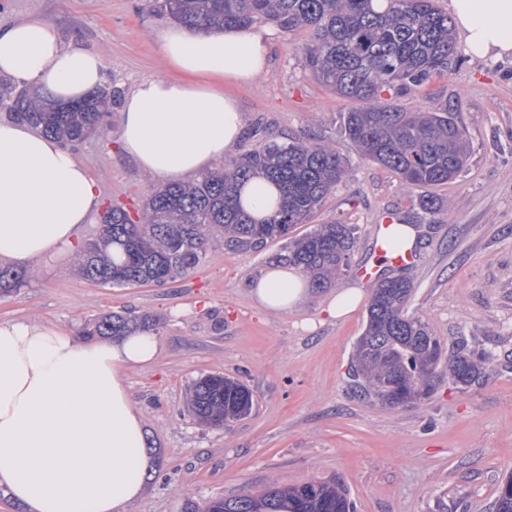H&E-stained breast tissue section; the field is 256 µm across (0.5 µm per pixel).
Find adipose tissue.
<instances>
[{"label":"adipose tissue","instance_id":"1","mask_svg":"<svg viewBox=\"0 0 512 512\" xmlns=\"http://www.w3.org/2000/svg\"><path fill=\"white\" fill-rule=\"evenodd\" d=\"M470 54L512 58V0H450ZM162 58L183 74L140 81L121 112L125 157L162 182L186 181L237 143L244 116L217 81L250 83L266 69L265 34L253 27L193 31L174 24L158 39ZM43 86L76 102L103 84L99 54L29 19L0 26V78ZM97 184L56 140L14 120L0 121V260L50 261L82 246L98 212ZM255 303L286 312L308 288L287 263L251 284ZM148 329L80 342L25 321L0 322V489L26 512H126L149 472L146 433L124 371L151 362Z\"/></svg>","mask_w":512,"mask_h":512}]
</instances>
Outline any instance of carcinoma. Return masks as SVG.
<instances>
[{
    "instance_id": "1",
    "label": "carcinoma",
    "mask_w": 512,
    "mask_h": 512,
    "mask_svg": "<svg viewBox=\"0 0 512 512\" xmlns=\"http://www.w3.org/2000/svg\"><path fill=\"white\" fill-rule=\"evenodd\" d=\"M150 7L191 30L268 24L283 32L306 29L304 64L342 98L355 102L343 116L346 138L359 153L392 171L404 187L436 188L463 171L468 160L465 129L454 113L407 112L384 90H412L448 71L456 60L452 21L433 0H150ZM118 84L91 91L76 103L56 104L46 89L0 93L9 115L63 143L82 141L92 128L105 133V117L121 105ZM348 174L344 158L326 141L267 140L231 154L224 164L191 183L154 190L135 212L118 207L103 220L97 238L78 254L82 277L102 286L173 283L195 269L210 243L235 250L283 242L284 259L310 279L311 287L336 284L355 242L354 227L331 222L292 235L309 223ZM281 192L273 218L259 221L238 199L241 185L256 176ZM28 273L0 266V292L26 285ZM414 293L406 276L387 277L373 289L366 325L354 344L352 377L378 402L401 407L428 399L441 367L463 389L490 370L491 354L465 341L448 345L422 318L409 312ZM137 315L109 314L85 335L119 336L139 329ZM253 394L238 380L216 374L197 379L190 412L201 423L222 427L251 412ZM186 512H351L339 482L314 481L254 496L214 498L203 510ZM495 512H512V479L501 488Z\"/></svg>"
}]
</instances>
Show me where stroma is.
I'll list each match as a JSON object with an SVG mask.
<instances>
[{"instance_id": "35a3bbf8", "label": "stroma", "mask_w": 512, "mask_h": 512, "mask_svg": "<svg viewBox=\"0 0 512 512\" xmlns=\"http://www.w3.org/2000/svg\"><path fill=\"white\" fill-rule=\"evenodd\" d=\"M37 18L66 39L98 52L106 83L131 91L171 68L156 40L167 18L145 0H0V22ZM264 74L227 86L245 117L239 147L267 139L321 137L347 160L346 182L315 221L356 227L339 283L358 282L384 216L416 225V260L402 272L414 283L410 311L447 343L466 339L492 352L491 372L466 389L444 381L427 401L388 408L351 380L353 345L367 300L333 318L324 293L291 312L266 311L249 295L251 280L273 264L279 242L253 251L218 247L187 276L164 285L99 286L72 270L29 267V282L0 294V322L29 321L82 338L108 314L151 315L159 350L154 363L126 371L151 451L150 476L128 512H185L217 497L260 494L273 486L338 479L355 512H494L512 476V58L487 62L458 45L461 61L414 91L395 93L408 110L448 107L464 126L470 156L461 176L435 188L442 206L427 214L420 188L362 159L342 132L349 100L304 66V30L266 27ZM118 115L105 135L74 154L97 181L101 203L141 206L158 180L120 150ZM207 374L239 379L253 392L249 416L213 428L188 409L193 382Z\"/></svg>"}]
</instances>
